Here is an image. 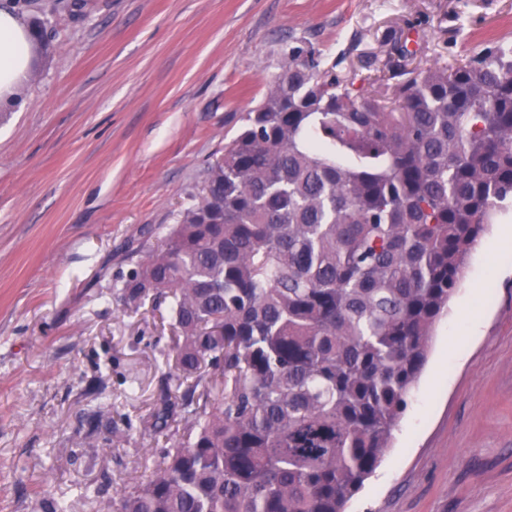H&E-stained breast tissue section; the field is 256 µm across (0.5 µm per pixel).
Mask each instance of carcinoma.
Returning a JSON list of instances; mask_svg holds the SVG:
<instances>
[{
	"label": "carcinoma",
	"mask_w": 512,
	"mask_h": 512,
	"mask_svg": "<svg viewBox=\"0 0 512 512\" xmlns=\"http://www.w3.org/2000/svg\"><path fill=\"white\" fill-rule=\"evenodd\" d=\"M342 62L289 47L178 223L135 251L123 305L165 307L174 333L148 424L182 441L151 450L120 512H345L512 208V44L392 65L390 110Z\"/></svg>",
	"instance_id": "carcinoma-1"
}]
</instances>
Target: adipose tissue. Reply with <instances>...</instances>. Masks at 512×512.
<instances>
[{
	"instance_id": "ef3b65f1",
	"label": "adipose tissue",
	"mask_w": 512,
	"mask_h": 512,
	"mask_svg": "<svg viewBox=\"0 0 512 512\" xmlns=\"http://www.w3.org/2000/svg\"><path fill=\"white\" fill-rule=\"evenodd\" d=\"M34 35L22 19L0 10V105L12 103L27 76Z\"/></svg>"
}]
</instances>
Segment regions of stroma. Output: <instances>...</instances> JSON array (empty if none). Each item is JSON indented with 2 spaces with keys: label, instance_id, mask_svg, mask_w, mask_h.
<instances>
[{
  "label": "stroma",
  "instance_id": "1",
  "mask_svg": "<svg viewBox=\"0 0 512 512\" xmlns=\"http://www.w3.org/2000/svg\"><path fill=\"white\" fill-rule=\"evenodd\" d=\"M34 28L0 109V512H92L175 440L146 428L167 317L125 309L157 246L306 41L369 92L388 64L454 66L512 42V0H0ZM411 54L399 58V47ZM512 217L466 263L392 444L345 512H512ZM107 411L123 447L85 437ZM111 484H103L102 474Z\"/></svg>",
  "mask_w": 512,
  "mask_h": 512
}]
</instances>
